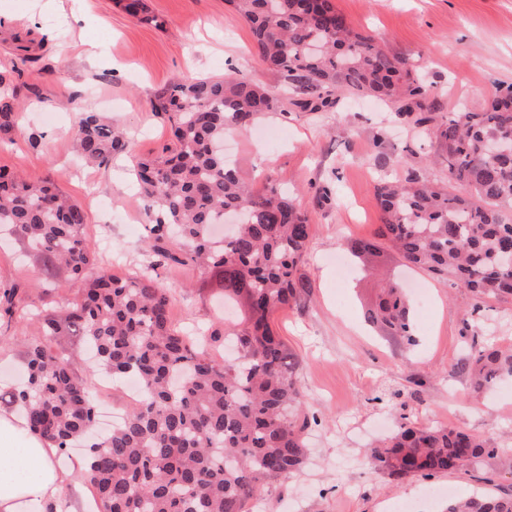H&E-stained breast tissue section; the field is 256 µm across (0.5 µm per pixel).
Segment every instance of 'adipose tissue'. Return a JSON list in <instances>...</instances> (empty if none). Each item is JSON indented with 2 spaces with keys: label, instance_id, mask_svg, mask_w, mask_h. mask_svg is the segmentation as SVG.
Returning a JSON list of instances; mask_svg holds the SVG:
<instances>
[{
  "label": "adipose tissue",
  "instance_id": "obj_1",
  "mask_svg": "<svg viewBox=\"0 0 512 512\" xmlns=\"http://www.w3.org/2000/svg\"><path fill=\"white\" fill-rule=\"evenodd\" d=\"M26 428L19 409L0 413V512H62L70 477Z\"/></svg>",
  "mask_w": 512,
  "mask_h": 512
}]
</instances>
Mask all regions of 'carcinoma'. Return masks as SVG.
<instances>
[{"instance_id": "obj_1", "label": "carcinoma", "mask_w": 512, "mask_h": 512, "mask_svg": "<svg viewBox=\"0 0 512 512\" xmlns=\"http://www.w3.org/2000/svg\"><path fill=\"white\" fill-rule=\"evenodd\" d=\"M225 2L248 25L262 62L296 96L294 106L328 112L336 93L346 91L395 103L428 127L449 180L412 173L379 183V238L410 265L462 283L476 300L512 299V266L503 263L512 256V150L485 151L488 142L512 137V85L479 109L443 112L432 86L382 42L356 31L332 0ZM117 4L141 23L162 26L146 0ZM278 108L276 98L238 71L156 93L152 109L169 123L171 146L134 168L149 221V262L130 278L98 261L78 203L50 181L0 169V227L9 228L46 281L83 283L77 302L41 319L44 335L74 339L95 352L97 368L140 382V400L101 434L87 379L60 348L33 340L23 353V382L7 393L47 447L86 448L78 476L92 487L100 512H250L273 483L306 463L305 392L270 316L309 295L299 266L312 224L277 185L254 193L220 149L226 134L245 132ZM19 118L16 95L0 74V132H10ZM75 140L97 165L127 147L124 133L97 112L81 115ZM348 250L363 260L376 245L353 240ZM173 266L213 271L224 299L243 307L239 327L227 333L235 361L218 359L173 324L158 281V269ZM2 316L16 324L29 316L15 286L0 285ZM365 317L402 346L416 344L399 282L382 285ZM455 370L481 393L512 378V346L474 340ZM369 463L395 479L473 471L494 486L501 474L512 475V448L467 429L408 422L371 451ZM444 512H512V492L451 498Z\"/></svg>"}]
</instances>
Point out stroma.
Wrapping results in <instances>:
<instances>
[{"instance_id":"obj_1","label":"stroma","mask_w":512,"mask_h":512,"mask_svg":"<svg viewBox=\"0 0 512 512\" xmlns=\"http://www.w3.org/2000/svg\"><path fill=\"white\" fill-rule=\"evenodd\" d=\"M0 0V70L20 67L15 80L21 119L0 134V167L32 180L51 179L86 212L85 235L102 264L116 273L143 268L149 235L133 181L138 159L161 152L167 122L151 108L167 85L237 69L283 104L246 133L227 137L224 152L255 191L280 183L313 224L301 274L308 297L276 310L273 326L298 357L308 410L317 418L312 457L291 479L274 483L258 512H442L445 497L425 486L478 491L469 474L395 480L374 470L367 454L376 439L404 421L466 428L512 448V381L474 396L452 367L472 341L512 345V302L462 301L452 280L413 270L380 244L368 271L348 282L336 275L337 257L352 240H375L382 222L376 199L381 179L417 172L447 177L428 161L433 148L421 127L395 105L336 95L328 112L291 103L283 78L268 70L247 24L225 0H148L164 28L139 23L115 0ZM358 30L384 41L439 92L444 109L475 110L497 88L512 84V0H333ZM96 47L98 66L84 79L77 37ZM101 112L128 133L126 150L108 165L81 158L75 128L82 112ZM394 274L408 291L426 289L430 308L413 306L418 344L405 350L370 327L364 310L379 287L377 271ZM37 267L10 238L0 239V283L14 285L30 310L76 299L78 283L41 288ZM160 281L180 328L234 326L239 307L225 304L212 273L193 267L165 270Z\"/></svg>"}]
</instances>
